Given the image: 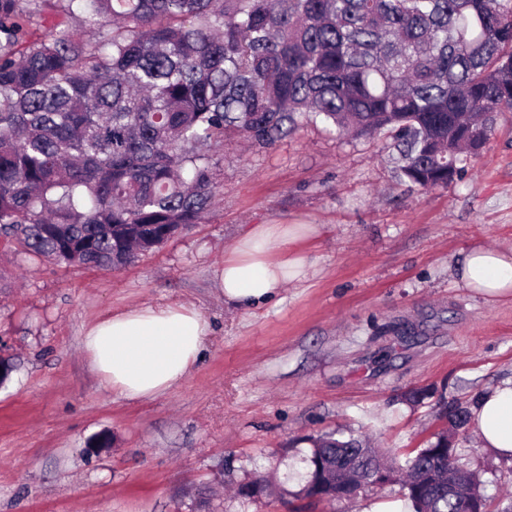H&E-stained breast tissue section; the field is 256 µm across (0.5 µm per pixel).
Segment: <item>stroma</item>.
Here are the masks:
<instances>
[{
	"mask_svg": "<svg viewBox=\"0 0 512 512\" xmlns=\"http://www.w3.org/2000/svg\"><path fill=\"white\" fill-rule=\"evenodd\" d=\"M376 138L304 123L268 149L208 151L215 205L201 224L118 270L40 259L0 237V512H291L263 476L298 490L312 437L366 435L403 454L442 428L439 400L473 405L512 381V298L486 302L452 267L472 243L512 244V109L460 178L420 191ZM254 224H315L309 267L269 302L238 308L215 286L224 253ZM185 302L211 322L203 356L165 395L114 398L85 329L110 311ZM419 401H409L411 392ZM108 447H94L99 435ZM454 454L492 512L512 501V459L458 430ZM400 483L312 512L403 499Z\"/></svg>",
	"mask_w": 512,
	"mask_h": 512,
	"instance_id": "35a3bbf8",
	"label": "stroma"
}]
</instances>
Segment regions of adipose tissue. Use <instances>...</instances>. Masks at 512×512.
Here are the masks:
<instances>
[{
    "instance_id": "adipose-tissue-1",
    "label": "adipose tissue",
    "mask_w": 512,
    "mask_h": 512,
    "mask_svg": "<svg viewBox=\"0 0 512 512\" xmlns=\"http://www.w3.org/2000/svg\"><path fill=\"white\" fill-rule=\"evenodd\" d=\"M315 224H257L224 254L216 272L226 303L247 307L276 297L301 281L308 261L296 243L317 235ZM280 257H273V248ZM464 287L486 302L512 297V246L473 244L455 266ZM211 325L191 304L158 303L107 313L86 330L91 366L113 397L138 400L165 394L195 368ZM472 431L483 447L512 458V383L486 393L471 410Z\"/></svg>"
}]
</instances>
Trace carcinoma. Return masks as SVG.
Masks as SVG:
<instances>
[{"mask_svg": "<svg viewBox=\"0 0 512 512\" xmlns=\"http://www.w3.org/2000/svg\"><path fill=\"white\" fill-rule=\"evenodd\" d=\"M49 12L65 20L29 39ZM505 108L512 0H0V234L60 263L129 265L210 211L205 147L268 148L304 119L381 135L399 179L444 188ZM443 417L460 429L470 409ZM355 461L406 472L414 512H469L442 481L445 428L402 462L362 435L315 437L294 497L338 500ZM266 491L258 476L238 496Z\"/></svg>", "mask_w": 512, "mask_h": 512, "instance_id": "obj_1", "label": "carcinoma"}]
</instances>
